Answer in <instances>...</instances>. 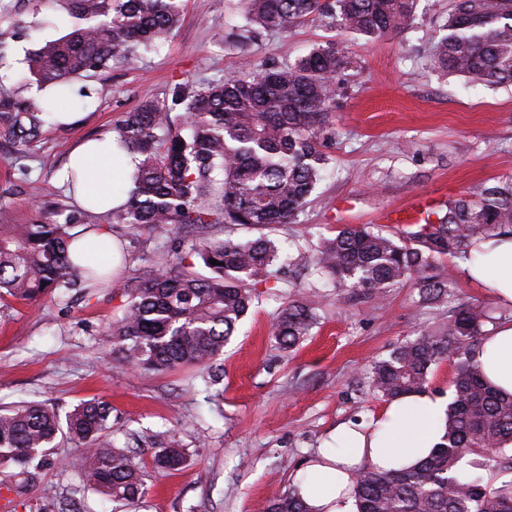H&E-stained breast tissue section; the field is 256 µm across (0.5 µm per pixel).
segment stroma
I'll return each instance as SVG.
<instances>
[{
	"label": "stroma",
	"mask_w": 512,
	"mask_h": 512,
	"mask_svg": "<svg viewBox=\"0 0 512 512\" xmlns=\"http://www.w3.org/2000/svg\"><path fill=\"white\" fill-rule=\"evenodd\" d=\"M448 16V0H418L408 31L367 42L306 21L288 32L256 31L248 44L235 33L241 0H185L177 34L155 51L82 78L88 104L76 124H47L26 154H10L0 137V224H35L69 214L75 202L57 179L69 150L86 138L107 136L123 113L147 101L166 103L175 83L247 76L246 60L270 66L293 62L315 45L333 41L359 69L341 81L333 119L336 143L327 176L296 223L269 229L290 243L287 286L258 285L257 300L225 347L219 363L221 412L211 411L191 371L140 372L113 362L105 326L120 316L125 289L148 278L160 251L189 254L192 237L160 235L133 241L126 228L100 218L120 249L108 288L60 290L33 301L0 298V405L45 402L65 413L99 399L110 407L117 447L150 463L152 444L173 432L191 455L179 471L151 472L148 495L105 502L79 478V456L67 442L49 453L16 512H59L73 501L79 512H262L275 494L292 490L323 438L346 421L367 422L385 406L366 383L372 361L389 355L407 336L433 326L411 283L386 299L350 298L330 287L311 264L320 237L346 224H380L389 208L415 195L453 200L512 175V87L471 84L439 72L430 51ZM22 36L0 61V90L22 85L28 51L65 35L71 19L62 0H0V22ZM453 285L445 313L478 303L492 317L486 330L512 321V307L470 282L461 260L449 263ZM296 283L298 300L316 324L302 342L281 348L272 336L279 310Z\"/></svg>",
	"instance_id": "stroma-1"
}]
</instances>
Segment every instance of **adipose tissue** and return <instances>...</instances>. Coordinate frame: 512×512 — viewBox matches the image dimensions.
<instances>
[{
    "label": "adipose tissue",
    "instance_id": "ef3b65f1",
    "mask_svg": "<svg viewBox=\"0 0 512 512\" xmlns=\"http://www.w3.org/2000/svg\"><path fill=\"white\" fill-rule=\"evenodd\" d=\"M136 166L135 156L119 151L112 140L96 139L72 151L59 178L65 182L70 170L83 171L86 181L76 198L93 201L104 213L118 205L113 188L128 183ZM464 268L470 280L512 306L511 234L481 242ZM474 360L487 379L512 395V322L485 336ZM447 409V397L422 393L387 404L369 422L338 425L295 484L309 512H357L352 489L363 469L397 470L428 457L444 434Z\"/></svg>",
    "mask_w": 512,
    "mask_h": 512
}]
</instances>
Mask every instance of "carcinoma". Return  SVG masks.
I'll return each mask as SVG.
<instances>
[{"instance_id":"cac0c4a2","label":"carcinoma","mask_w":512,"mask_h":512,"mask_svg":"<svg viewBox=\"0 0 512 512\" xmlns=\"http://www.w3.org/2000/svg\"><path fill=\"white\" fill-rule=\"evenodd\" d=\"M71 31L32 50L27 80L41 87L70 84L112 68L122 56L168 41L179 29L185 0H63ZM417 0H244L243 32H286L316 17L365 40L413 26ZM448 34L433 49L435 66L470 83L512 85V0H451ZM357 62L332 43L318 44L283 67L253 69L172 90L176 115L152 101L112 125V140L139 156L124 203L109 212L135 239L187 229L232 227L252 236L202 235L192 248L201 274L177 252L158 256L149 278L125 289L122 317L106 336L112 359L138 371L193 366L201 381H216V363L249 312L255 287L288 264L282 245L264 230L294 224L323 178L330 158L323 143L336 140L330 114L333 80ZM49 99L0 96V133L17 155L38 141ZM92 217L72 212L63 221L0 224V293L33 300L60 288H105L111 273L75 260L73 225ZM512 232V177L482 185L413 224L402 239L367 224L345 225L320 239L313 253L318 274L349 295L385 297L406 281L419 302L439 305L451 281L443 259ZM218 261L213 265L210 260ZM297 300L282 308L273 336L296 346L315 324ZM490 315L461 304L449 321L403 340L368 370L370 390L386 401L428 391L432 366L456 365L443 442L413 469L368 468L354 486L358 512H512V481L499 487L483 472L512 469V395H502L474 362L473 343ZM109 407L79 403L65 418L39 402L0 409V485L20 498L24 486L11 470L38 469L60 437L82 461V481L112 501L148 492L147 474L131 452L112 445ZM189 454L174 442L153 452L158 470H177ZM264 512H308L297 490L270 498Z\"/></svg>"}]
</instances>
